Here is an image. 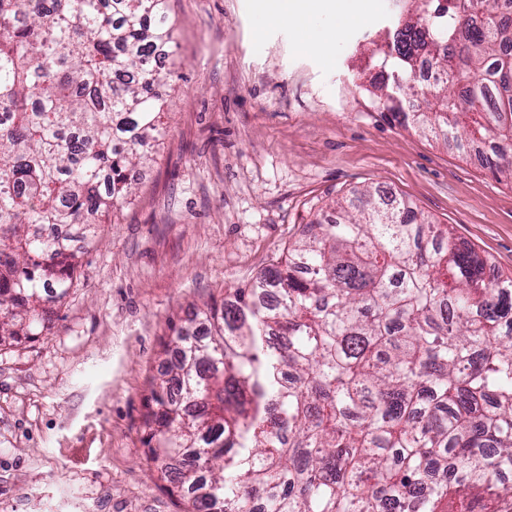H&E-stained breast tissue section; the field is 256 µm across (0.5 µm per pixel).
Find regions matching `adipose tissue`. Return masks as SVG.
Here are the masks:
<instances>
[{
	"label": "adipose tissue",
	"mask_w": 512,
	"mask_h": 512,
	"mask_svg": "<svg viewBox=\"0 0 512 512\" xmlns=\"http://www.w3.org/2000/svg\"><path fill=\"white\" fill-rule=\"evenodd\" d=\"M378 0H258L261 24H290L299 46L308 51L330 53L341 35L365 22Z\"/></svg>",
	"instance_id": "adipose-tissue-1"
}]
</instances>
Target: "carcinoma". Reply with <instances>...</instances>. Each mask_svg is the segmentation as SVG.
Returning <instances> with one entry per match:
<instances>
[{
  "label": "carcinoma",
  "instance_id": "cac0c4a2",
  "mask_svg": "<svg viewBox=\"0 0 512 512\" xmlns=\"http://www.w3.org/2000/svg\"><path fill=\"white\" fill-rule=\"evenodd\" d=\"M0 0V337L36 339L80 225L132 195L162 130L167 0ZM397 20L383 110L512 181V0ZM439 80L419 85L413 53ZM245 288L169 325L145 455L182 512H512V278L364 190Z\"/></svg>",
  "mask_w": 512,
  "mask_h": 512
}]
</instances>
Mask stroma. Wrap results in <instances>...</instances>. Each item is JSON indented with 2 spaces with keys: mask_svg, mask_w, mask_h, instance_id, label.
Masks as SVG:
<instances>
[{
  "mask_svg": "<svg viewBox=\"0 0 512 512\" xmlns=\"http://www.w3.org/2000/svg\"><path fill=\"white\" fill-rule=\"evenodd\" d=\"M417 7L381 0L328 62L288 24L256 37L255 0H168L155 160L82 245L50 329L0 342V512H180L142 443L168 322L245 287L350 190L408 200L512 275V183L371 92L374 40Z\"/></svg>",
  "mask_w": 512,
  "mask_h": 512,
  "instance_id": "35a3bbf8",
  "label": "stroma"
}]
</instances>
